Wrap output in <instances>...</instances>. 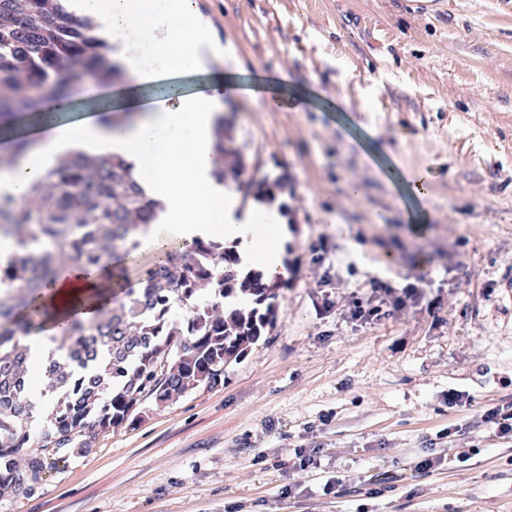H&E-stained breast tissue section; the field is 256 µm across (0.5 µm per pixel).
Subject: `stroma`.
Returning a JSON list of instances; mask_svg holds the SVG:
<instances>
[{
	"mask_svg": "<svg viewBox=\"0 0 512 512\" xmlns=\"http://www.w3.org/2000/svg\"><path fill=\"white\" fill-rule=\"evenodd\" d=\"M191 2L234 50L210 69L240 86L242 204L284 183L275 321L221 385L100 434L0 512H512V440L482 420L512 405V0ZM378 284L424 296L354 319ZM452 448L471 455L412 470Z\"/></svg>",
	"mask_w": 512,
	"mask_h": 512,
	"instance_id": "obj_1",
	"label": "stroma"
}]
</instances>
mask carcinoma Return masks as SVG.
Returning a JSON list of instances; mask_svg holds the SVG:
<instances>
[{"label":"carcinoma","instance_id":"1","mask_svg":"<svg viewBox=\"0 0 512 512\" xmlns=\"http://www.w3.org/2000/svg\"><path fill=\"white\" fill-rule=\"evenodd\" d=\"M110 46L65 0H0V118L35 110V92L62 96L72 70L112 86L125 74ZM214 148L231 160L221 178L240 176L239 151L215 128ZM131 167L119 156L73 154L46 170L21 200L0 192V239L19 248L0 267V499L32 496L49 470L85 454L96 438L146 405L174 401L201 385L215 387L224 365L256 344L276 316L277 285L245 269L222 240H196L153 258L123 296L91 322L69 321L44 370L42 416L32 396L30 354L19 337L53 318L33 305L67 264L105 268L156 215Z\"/></svg>","mask_w":512,"mask_h":512}]
</instances>
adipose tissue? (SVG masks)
Segmentation results:
<instances>
[{"instance_id": "obj_1", "label": "adipose tissue", "mask_w": 512, "mask_h": 512, "mask_svg": "<svg viewBox=\"0 0 512 512\" xmlns=\"http://www.w3.org/2000/svg\"><path fill=\"white\" fill-rule=\"evenodd\" d=\"M74 8L107 33L113 61L132 76L134 87L124 97L137 118L115 126L105 114L91 112L75 121L44 125L38 147L22 164L0 170V189L20 199L58 157L116 155L131 165L159 204L153 224L139 238V252L157 251L171 240L188 245L221 239L234 246L244 266L260 269L268 280L286 282L288 226L258 223L254 212L240 210L234 187L217 177L224 158L213 149V133L224 110L223 82L206 92L176 83L204 72L208 59L222 58L208 25L188 8L173 10L162 0H75ZM142 89L151 90L148 101L139 100ZM100 284L96 273L69 264L44 300L55 312L75 309L87 321Z\"/></svg>"}]
</instances>
